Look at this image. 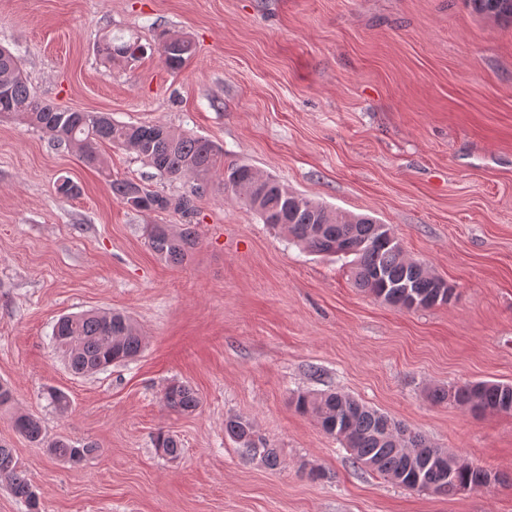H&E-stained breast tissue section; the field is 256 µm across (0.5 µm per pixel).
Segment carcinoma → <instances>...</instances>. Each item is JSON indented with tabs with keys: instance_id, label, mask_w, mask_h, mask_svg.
<instances>
[{
	"instance_id": "obj_1",
	"label": "carcinoma",
	"mask_w": 512,
	"mask_h": 512,
	"mask_svg": "<svg viewBox=\"0 0 512 512\" xmlns=\"http://www.w3.org/2000/svg\"><path fill=\"white\" fill-rule=\"evenodd\" d=\"M473 12L495 19L512 20V0H468ZM96 54L103 60L119 64L146 47L136 39L120 43L109 35L96 44ZM194 52L188 45L161 57L171 70L181 69ZM0 117L11 118L51 135L58 144L75 150L83 162L100 164L101 146L108 144L126 148L152 167L162 178L178 179L189 175L194 180L218 176L224 192L254 210L263 223L286 230L291 239L318 254L336 255L349 260L354 285L371 294L384 295L387 302L402 309H412L413 302L424 308L444 305L450 298L438 297V283L422 265L406 260L400 242L388 224L370 216L337 213L325 205L297 194L273 177H264L248 163L224 165V153L212 141L188 133L175 132L156 123H122L104 112L62 110L37 98L22 68L21 59L10 50L0 48ZM112 194L124 203L130 196L141 194L137 210L174 212L188 216L195 211L192 196L171 198L148 186L128 179L113 178ZM148 245L161 259L181 264L198 245L193 224L173 229L170 224H150ZM408 283L411 288L401 287ZM69 336L80 339V348L65 351L61 344ZM55 348L67 360L72 374L89 376L110 366L135 359L143 350V337L132 319L117 311L86 312L63 315L53 326ZM477 400H472L470 385L453 389L449 394L436 391L433 399L442 402L453 399L457 405L474 414L492 411L512 402V385L479 382ZM165 406L173 411L191 414L201 403L196 390L187 383L173 384L163 394ZM297 409L314 416L322 431L350 451L362 466L373 464L372 470L390 479L411 472L417 459L401 451L410 445L417 455L437 454L421 434L394 421L387 414L339 392L318 396L300 394ZM15 430L30 443L48 448L51 455L71 464H79L98 451L93 442L75 445L64 438L49 440L41 422L32 415L13 416ZM226 434L245 454L255 447L254 428L244 418L226 421ZM155 447L171 458L181 454V444L172 436L160 432ZM477 472L470 469L454 471L448 488L442 495L454 497L457 488L473 485ZM0 482L15 498L23 502L27 512H40L39 499L27 471L21 467L13 449L0 444Z\"/></svg>"
}]
</instances>
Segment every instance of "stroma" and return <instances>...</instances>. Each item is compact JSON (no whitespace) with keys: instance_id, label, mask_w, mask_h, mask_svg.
I'll use <instances>...</instances> for the list:
<instances>
[{"instance_id":"1","label":"stroma","mask_w":512,"mask_h":512,"mask_svg":"<svg viewBox=\"0 0 512 512\" xmlns=\"http://www.w3.org/2000/svg\"><path fill=\"white\" fill-rule=\"evenodd\" d=\"M170 30L195 46L178 71L146 54L102 63L103 35L145 45ZM37 96L159 123L214 141L333 210L391 225L406 256L455 290L407 311L356 288L345 259L309 252L212 181L193 218L199 243L161 261L145 227L180 215L135 211L110 176L176 197L106 146L85 166L40 131L0 119V443L13 448L42 512H512V415H474L432 394L512 384V22L467 0H0V46ZM70 178L77 195L56 192ZM131 316L142 353L91 376L52 342L64 314ZM189 383L191 414L165 388ZM70 399L67 412L47 400ZM349 394L436 447L502 476L454 498L354 464L300 413L297 394ZM16 412L48 438L95 442L73 466L19 435ZM250 420L276 466L242 454L228 418ZM179 458L154 445L158 432ZM163 402L167 408L173 411L191 414L199 408L201 400L191 385L180 382V384H173L165 390Z\"/></svg>"}]
</instances>
